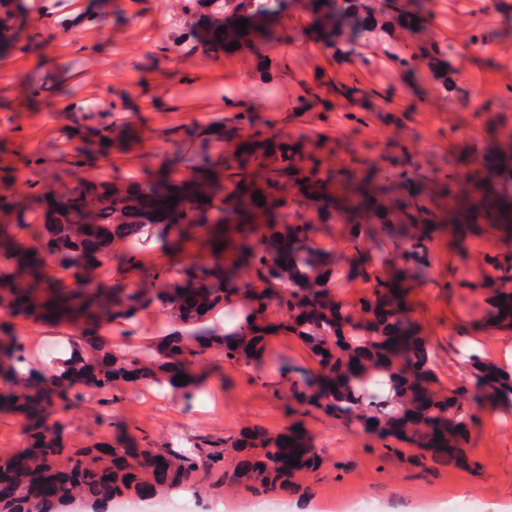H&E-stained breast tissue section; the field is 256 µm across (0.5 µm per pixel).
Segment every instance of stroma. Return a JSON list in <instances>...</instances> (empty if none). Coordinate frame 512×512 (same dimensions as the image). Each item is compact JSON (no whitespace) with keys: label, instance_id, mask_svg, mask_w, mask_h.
<instances>
[{"label":"stroma","instance_id":"1","mask_svg":"<svg viewBox=\"0 0 512 512\" xmlns=\"http://www.w3.org/2000/svg\"><path fill=\"white\" fill-rule=\"evenodd\" d=\"M158 0H105L110 24L101 29L79 21L53 49L52 61L39 57L47 28L37 22L17 29L23 52L0 54V160L17 165L37 189L60 192L77 178L145 180L172 160L171 140L189 124L220 126L229 142L244 131L269 129L271 116L262 104L265 90L256 73L269 67L275 82L289 72L302 73L321 96L311 112L292 115L293 126L310 125L315 144L337 161L356 155L361 165L385 168L388 158H401L408 179L389 184L393 200L422 192L432 212L446 210L441 190L461 165L496 143L502 122L512 123V107L502 106L512 93V22L503 12L482 11L478 0H439V18L419 24L414 33L398 31V39L414 36L438 43L439 62L466 76L460 91L438 93L436 79L390 62L378 65L386 50L372 45L361 55L336 56L323 46L304 6L274 15L269 39L279 44L270 55L239 56L216 50L203 30L210 24L202 11L182 12L176 23ZM199 30L190 51L176 58L164 53L172 29ZM492 38L494 50L477 54L459 45L460 35ZM245 90L225 96V85ZM355 84L353 103L336 95L331 77ZM85 102L87 111L105 113L114 133L137 131L136 143L112 151L109 160L80 164L78 143L68 137L60 112L66 100ZM426 258L432 266L427 281L406 278L404 301L433 352L438 387L454 390L473 384L460 353L476 354L501 371L512 373V326L493 319L477 321L460 303L471 288L460 276L465 256L451 224L427 225ZM315 238L336 256L337 272L366 252L385 247L381 234L354 243L345 223L319 224ZM156 304L130 321L105 322L100 337L126 354L159 339L169 323ZM16 331L27 346L60 343L59 357L69 354L66 338L74 331L35 319H16ZM199 392L185 400L180 387L151 383L118 385L87 399L84 406L62 409L57 418L66 448L115 446L118 439L138 448H170L195 454L197 448L223 449L219 463L200 466L183 484L156 485L150 493L130 489L117 499L138 512H260L268 495L249 483L228 484L241 456L224 448L246 428L277 436L302 428L305 440L321 458L318 471L295 472L276 497L283 512H340L359 496H369L374 512H454L458 503L477 495L485 512H512V402L477 410L460 460L447 454L381 438L361 424L292 405V376L260 364H229L214 357L197 368Z\"/></svg>","mask_w":512,"mask_h":512}]
</instances>
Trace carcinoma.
<instances>
[{"label":"carcinoma","instance_id":"obj_1","mask_svg":"<svg viewBox=\"0 0 512 512\" xmlns=\"http://www.w3.org/2000/svg\"><path fill=\"white\" fill-rule=\"evenodd\" d=\"M429 2L410 0L406 9L390 12L373 0H313L308 10L326 45L348 53L358 34H386L407 15L427 14ZM399 52L404 62L427 70L440 48L410 41L399 45ZM81 127L91 134L81 138V152L110 158L112 124ZM197 134L192 125L176 134L178 160L162 165L149 180H78L66 192L48 196L41 220L29 225L25 237L19 234V226L27 223L21 198L0 196V403L29 419L27 437L36 448L21 460L0 463V480L16 489L14 500L0 503V512H14L20 504L41 512L43 492L51 484L59 500L135 488L138 467L150 461H161L171 483L186 481L196 472L197 459L165 448L126 447L112 449V473L99 471L87 449L71 459L70 479L60 481L53 464L62 449L59 423L52 420L57 404L82 405L85 395L79 387L105 393L119 381L163 384L174 381L176 373L191 377L208 354L247 363L259 357L263 344L257 336L271 327L297 337L316 361V375L293 384L292 398L299 405L366 425L373 420L377 425L372 432L414 447H462L475 411L512 397V380L490 378L486 365L473 356L468 363L475 371L478 395L463 388L449 394L433 389L429 342L407 310L399 286L404 271L396 270L391 279L380 276L393 267L387 252L374 256L368 269L349 268L351 276L375 279L373 298L361 305L362 316L322 300L334 267L308 250L312 224H286L281 210V191L294 184L295 216L312 211L327 224L351 212L377 224L394 248L404 247L410 274L426 281L432 271L416 227L436 217L421 198L395 204L378 190L381 179L376 173L349 165L336 170L328 154L315 147L290 148L277 142L276 133L238 144L216 162L188 152ZM447 191L448 220L458 224L460 238L477 232L476 225L482 223L496 224L512 238L511 155L490 148L465 171V179H448ZM256 194L265 199L263 205L253 199ZM171 196L178 197L174 205L166 202ZM155 224L171 252L181 251L186 240L198 239L207 257L146 264L138 244ZM116 245L122 246L120 261L137 280L74 288L46 268L50 262L70 269L73 280L88 284L112 261ZM493 292L505 298L496 304V319L507 323L512 289ZM241 295L256 305L243 308L237 324L215 336L209 315ZM154 303L181 325L157 346L123 355L97 337L101 323L130 320ZM18 317L72 327L79 336L73 357L38 371L22 370L27 359L13 325ZM230 447L261 448L247 463L245 477L267 493L285 488L290 477L285 438L256 430L230 441Z\"/></svg>","mask_w":512,"mask_h":512}]
</instances>
